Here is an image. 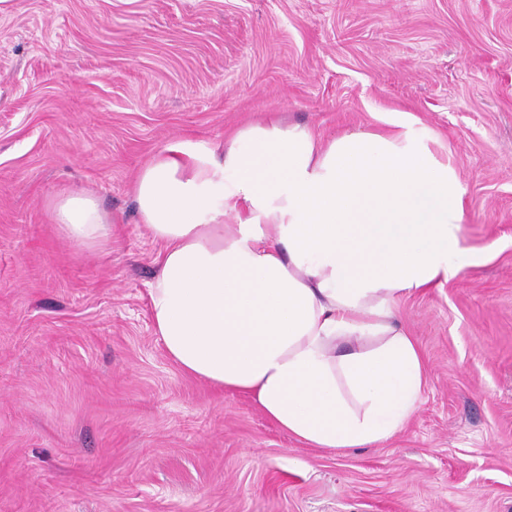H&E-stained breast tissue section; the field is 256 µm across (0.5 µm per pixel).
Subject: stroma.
Listing matches in <instances>:
<instances>
[{
	"label": "stroma",
	"instance_id": "35a3bbf8",
	"mask_svg": "<svg viewBox=\"0 0 512 512\" xmlns=\"http://www.w3.org/2000/svg\"><path fill=\"white\" fill-rule=\"evenodd\" d=\"M395 111L458 170L474 263L400 303L409 423L312 448L167 355L133 180L249 122ZM71 190L106 251L58 231ZM0 512H512V0H0ZM51 211L59 232L82 251H102L112 239L110 218L85 192L61 194Z\"/></svg>",
	"mask_w": 512,
	"mask_h": 512
}]
</instances>
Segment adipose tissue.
<instances>
[{
    "mask_svg": "<svg viewBox=\"0 0 512 512\" xmlns=\"http://www.w3.org/2000/svg\"><path fill=\"white\" fill-rule=\"evenodd\" d=\"M410 113L322 138L278 121L224 147L178 143L138 173L141 224L160 242L155 333L188 375L252 396L315 448H369L417 411L425 363L398 302L471 263L466 187ZM59 232L101 251L96 199L52 204Z\"/></svg>",
    "mask_w": 512,
    "mask_h": 512,
    "instance_id": "1",
    "label": "adipose tissue"
}]
</instances>
